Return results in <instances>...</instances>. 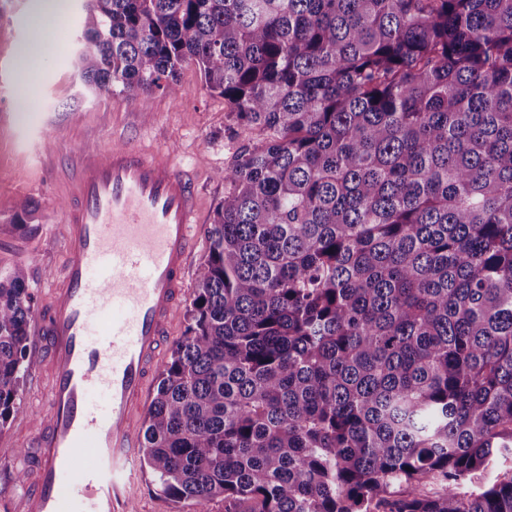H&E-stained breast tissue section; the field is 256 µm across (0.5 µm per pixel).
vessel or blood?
Listing matches in <instances>:
<instances>
[{
	"instance_id": "1",
	"label": "vessel or blood",
	"mask_w": 512,
	"mask_h": 512,
	"mask_svg": "<svg viewBox=\"0 0 512 512\" xmlns=\"http://www.w3.org/2000/svg\"><path fill=\"white\" fill-rule=\"evenodd\" d=\"M74 184L67 262L34 338V369L51 370L47 417L16 459L31 478L14 512H134L144 395L196 246L195 187L167 151L92 154Z\"/></svg>"
}]
</instances>
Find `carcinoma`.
Masks as SVG:
<instances>
[{"instance_id":"cac0c4a2","label":"carcinoma","mask_w":512,"mask_h":512,"mask_svg":"<svg viewBox=\"0 0 512 512\" xmlns=\"http://www.w3.org/2000/svg\"><path fill=\"white\" fill-rule=\"evenodd\" d=\"M83 83L245 132L140 467L194 512H512V0H86ZM37 205L17 199L12 224ZM0 276V429L29 370Z\"/></svg>"}]
</instances>
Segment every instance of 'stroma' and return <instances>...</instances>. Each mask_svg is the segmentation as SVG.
Returning <instances> with one entry per match:
<instances>
[{"label": "stroma", "instance_id": "stroma-1", "mask_svg": "<svg viewBox=\"0 0 512 512\" xmlns=\"http://www.w3.org/2000/svg\"><path fill=\"white\" fill-rule=\"evenodd\" d=\"M32 7V0H0V275L25 266L29 290L40 304L49 272H61L66 261L61 211L82 152L116 144L166 146L190 172L208 223L229 189L221 174L248 137L192 63L183 64L167 89L147 98L90 91L72 63L79 0H66L42 56L19 71ZM144 111L151 114L147 129L136 125ZM24 197L38 206L34 220L23 227L8 223L12 203ZM37 392V383L25 379L19 411L0 431V456L29 450L38 436L44 408L35 402Z\"/></svg>", "mask_w": 512, "mask_h": 512}]
</instances>
